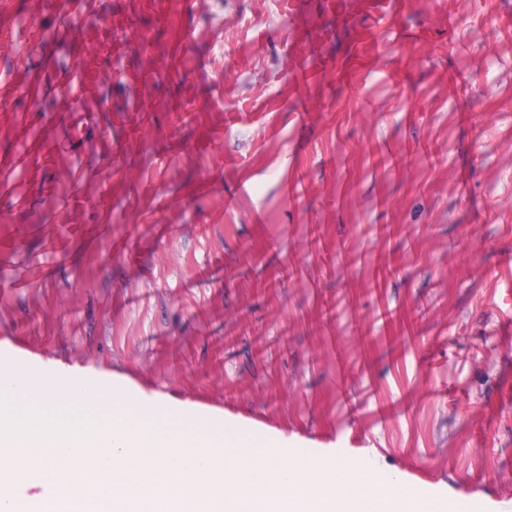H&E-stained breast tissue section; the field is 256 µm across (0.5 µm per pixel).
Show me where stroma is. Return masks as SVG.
Masks as SVG:
<instances>
[{"label":"stroma","mask_w":512,"mask_h":512,"mask_svg":"<svg viewBox=\"0 0 512 512\" xmlns=\"http://www.w3.org/2000/svg\"><path fill=\"white\" fill-rule=\"evenodd\" d=\"M17 40L0 353L512 512V0H0Z\"/></svg>","instance_id":"obj_1"}]
</instances>
